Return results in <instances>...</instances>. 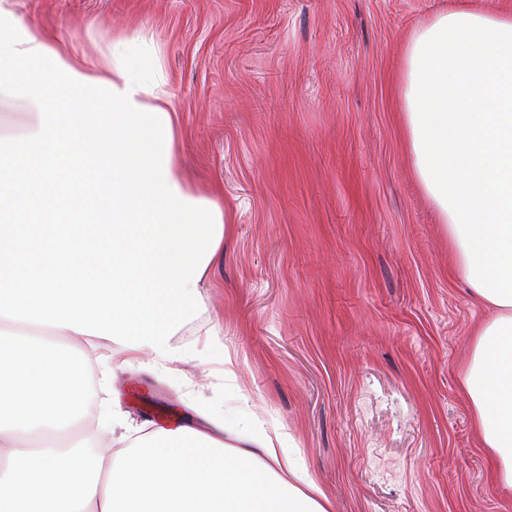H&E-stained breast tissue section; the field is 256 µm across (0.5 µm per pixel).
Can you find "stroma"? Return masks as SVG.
I'll use <instances>...</instances> for the list:
<instances>
[{
	"label": "stroma",
	"mask_w": 512,
	"mask_h": 512,
	"mask_svg": "<svg viewBox=\"0 0 512 512\" xmlns=\"http://www.w3.org/2000/svg\"><path fill=\"white\" fill-rule=\"evenodd\" d=\"M447 3L0 0L16 32L90 67L151 38L183 173L224 190L232 231L202 311L168 358L112 367L129 422L231 421L245 395L333 512H512L461 391L485 311L448 277L404 148V43Z\"/></svg>",
	"instance_id": "35a3bbf8"
}]
</instances>
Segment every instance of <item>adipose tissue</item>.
I'll return each mask as SVG.
<instances>
[{"label": "adipose tissue", "instance_id": "adipose-tissue-1", "mask_svg": "<svg viewBox=\"0 0 512 512\" xmlns=\"http://www.w3.org/2000/svg\"><path fill=\"white\" fill-rule=\"evenodd\" d=\"M399 94L450 275L490 311L462 377L493 480L512 490V15L440 11L405 45ZM104 105L90 110V98ZM154 46L91 70L0 26V512H331L292 442L257 422L213 432L102 426L88 446L76 336L165 355L230 226L179 170Z\"/></svg>", "mask_w": 512, "mask_h": 512}]
</instances>
